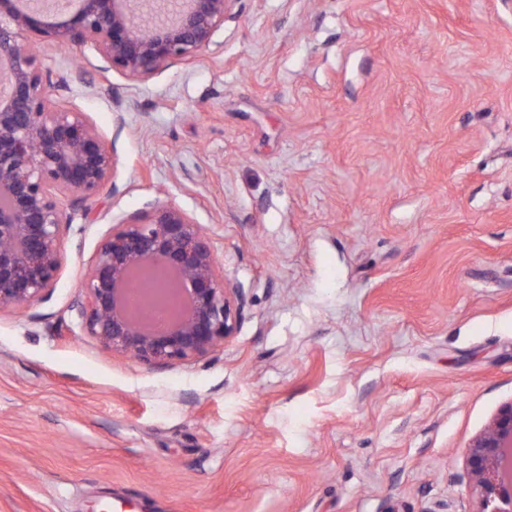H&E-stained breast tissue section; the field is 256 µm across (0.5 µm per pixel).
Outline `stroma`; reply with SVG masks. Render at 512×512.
Here are the masks:
<instances>
[{"instance_id":"stroma-1","label":"stroma","mask_w":512,"mask_h":512,"mask_svg":"<svg viewBox=\"0 0 512 512\" xmlns=\"http://www.w3.org/2000/svg\"><path fill=\"white\" fill-rule=\"evenodd\" d=\"M36 45L116 167L52 295L0 314V512H476L467 450L512 401V0H236L142 81ZM159 202L244 303L150 368L73 331Z\"/></svg>"}]
</instances>
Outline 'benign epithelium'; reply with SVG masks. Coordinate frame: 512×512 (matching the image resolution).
<instances>
[{
    "label": "benign epithelium",
    "mask_w": 512,
    "mask_h": 512,
    "mask_svg": "<svg viewBox=\"0 0 512 512\" xmlns=\"http://www.w3.org/2000/svg\"><path fill=\"white\" fill-rule=\"evenodd\" d=\"M54 0L62 20L0 0V313L50 297L63 267L74 209L63 199L99 193L112 177V148L67 101L70 86L41 68L30 34L84 46L112 69L144 79L214 42L236 0ZM159 266L185 293L175 320L148 330L126 303L127 285ZM85 336L151 367L203 357L236 336L242 295L226 286L211 238L183 209L158 203L112 225L83 275ZM478 512H512V401L467 452Z\"/></svg>",
    "instance_id": "1"
}]
</instances>
